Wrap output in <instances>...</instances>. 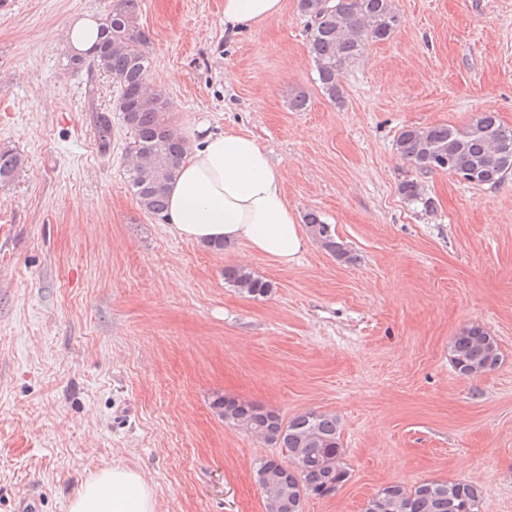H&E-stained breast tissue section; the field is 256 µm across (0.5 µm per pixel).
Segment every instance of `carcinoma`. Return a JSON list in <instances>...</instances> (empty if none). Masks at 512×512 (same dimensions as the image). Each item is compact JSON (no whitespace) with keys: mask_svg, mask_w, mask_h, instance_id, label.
<instances>
[{"mask_svg":"<svg viewBox=\"0 0 512 512\" xmlns=\"http://www.w3.org/2000/svg\"><path fill=\"white\" fill-rule=\"evenodd\" d=\"M299 12L308 18L309 50L315 63L320 88L331 101L343 103L340 78L344 70L365 49L389 40L402 24L395 0H298ZM136 0H116L112 12L102 22L107 32L103 43L108 51L93 64L117 85V107L133 133L132 155L127 183L140 207L161 215L167 207L166 189L187 152L186 141L167 116L164 95L149 87L150 57L145 50L148 38L138 23ZM512 145V128L501 123L493 112H480L464 127L438 124L407 127L395 140L399 156L423 173L457 175L468 184L495 186L504 178L498 171L499 144ZM24 159L12 149H0V184L14 179ZM401 194L433 212L434 203L424 196L421 184L406 180ZM311 236L338 259L348 258L344 244L337 241L332 225L311 213L306 219ZM226 283L241 293L265 296L269 281L243 268H224ZM450 360L464 376L495 370L500 362L496 339L480 325L461 329L450 345ZM224 424L262 440L275 448L288 449V458L266 457L257 463L255 475L268 512H302L310 497L335 495L349 480L350 469L341 443V423L336 413L308 410L286 420L264 405L218 395L212 402ZM288 468V491L276 488L280 471ZM483 494L468 481L433 480L411 487L397 482L374 494V508L364 512H481Z\"/></svg>","mask_w":512,"mask_h":512,"instance_id":"cac0c4a2","label":"carcinoma"}]
</instances>
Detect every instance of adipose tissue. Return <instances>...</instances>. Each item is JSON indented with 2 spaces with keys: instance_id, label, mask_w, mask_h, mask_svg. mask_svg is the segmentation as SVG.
I'll return each mask as SVG.
<instances>
[{
  "instance_id": "ef3b65f1",
  "label": "adipose tissue",
  "mask_w": 512,
  "mask_h": 512,
  "mask_svg": "<svg viewBox=\"0 0 512 512\" xmlns=\"http://www.w3.org/2000/svg\"><path fill=\"white\" fill-rule=\"evenodd\" d=\"M284 0H224V30L237 34L282 15ZM193 150L167 191L166 216L194 242L244 243L281 264L306 237L284 191V176L257 141L237 131H192ZM154 496L133 470L104 466L86 481L69 512H154Z\"/></svg>"
}]
</instances>
